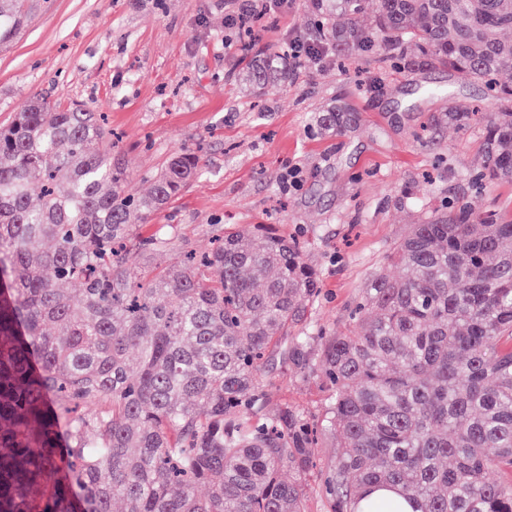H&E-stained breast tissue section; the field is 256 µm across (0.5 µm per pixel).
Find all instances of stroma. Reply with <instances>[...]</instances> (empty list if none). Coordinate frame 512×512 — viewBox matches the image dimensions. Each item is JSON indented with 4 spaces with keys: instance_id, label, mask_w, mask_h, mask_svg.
<instances>
[{
    "instance_id": "35a3bbf8",
    "label": "stroma",
    "mask_w": 512,
    "mask_h": 512,
    "mask_svg": "<svg viewBox=\"0 0 512 512\" xmlns=\"http://www.w3.org/2000/svg\"><path fill=\"white\" fill-rule=\"evenodd\" d=\"M241 0H33L32 17L0 49V125L45 94L105 113L120 137L113 154L130 188L146 191L173 155L197 151L202 172L140 227L142 236L179 234L185 248H211L226 226L273 225L302 242L320 275L311 320L346 330L354 301L420 216V203L471 202L512 215V182L474 185L487 152L478 129L428 118L469 108L492 111L483 87L442 67L392 68L382 55L317 54L293 60L288 81L253 92L227 25ZM306 0H284L257 30L259 57L283 55L313 37ZM425 85L447 89L426 99ZM359 114L346 135L320 128L334 106ZM297 183L284 188L289 167ZM270 403L318 413V385L279 365L264 370Z\"/></svg>"
}]
</instances>
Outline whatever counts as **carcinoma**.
Returning <instances> with one entry per match:
<instances>
[{"mask_svg": "<svg viewBox=\"0 0 512 512\" xmlns=\"http://www.w3.org/2000/svg\"><path fill=\"white\" fill-rule=\"evenodd\" d=\"M31 0H0V49ZM348 51L394 47L485 88L482 182H512V0H311ZM256 90L288 59L245 58ZM202 168L179 154L150 190L128 188L96 112L34 96L0 127V512H308L318 440L328 512L394 488L414 512H512V219L471 203L425 212L329 336L303 249L224 230L158 268L174 234L134 241ZM78 285L75 294L61 285ZM320 380V415L268 408L267 363ZM295 474L281 479L284 470Z\"/></svg>", "mask_w": 512, "mask_h": 512, "instance_id": "1", "label": "carcinoma"}]
</instances>
